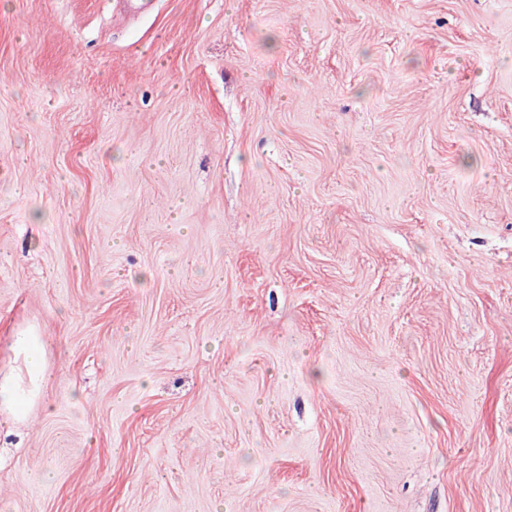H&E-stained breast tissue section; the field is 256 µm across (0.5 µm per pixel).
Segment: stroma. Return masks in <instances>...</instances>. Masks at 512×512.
Returning a JSON list of instances; mask_svg holds the SVG:
<instances>
[{
  "label": "stroma",
  "instance_id": "35a3bbf8",
  "mask_svg": "<svg viewBox=\"0 0 512 512\" xmlns=\"http://www.w3.org/2000/svg\"><path fill=\"white\" fill-rule=\"evenodd\" d=\"M0 0V512H512V0ZM14 350L21 366L0 377V429L25 418L46 376L42 336L21 333L15 336Z\"/></svg>",
  "mask_w": 512,
  "mask_h": 512
}]
</instances>
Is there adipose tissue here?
<instances>
[{
    "mask_svg": "<svg viewBox=\"0 0 512 512\" xmlns=\"http://www.w3.org/2000/svg\"><path fill=\"white\" fill-rule=\"evenodd\" d=\"M14 350L21 365L0 376V428L11 426L27 415L38 399L46 376L42 337L20 334L14 339Z\"/></svg>",
    "mask_w": 512,
    "mask_h": 512,
    "instance_id": "adipose-tissue-1",
    "label": "adipose tissue"
}]
</instances>
